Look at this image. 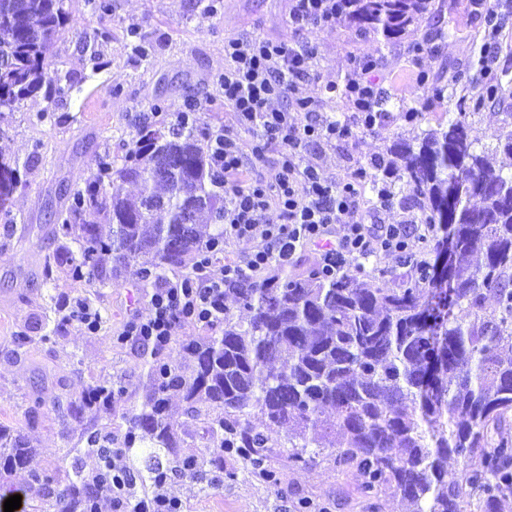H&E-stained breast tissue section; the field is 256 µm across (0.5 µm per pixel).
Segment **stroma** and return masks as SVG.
<instances>
[{"instance_id":"35a3bbf8","label":"stroma","mask_w":512,"mask_h":512,"mask_svg":"<svg viewBox=\"0 0 512 512\" xmlns=\"http://www.w3.org/2000/svg\"><path fill=\"white\" fill-rule=\"evenodd\" d=\"M107 13L90 0H65L74 21L53 49L54 69L73 87L48 102L26 100L0 125V155L19 164L21 183L11 199V223L0 221V424L21 428L38 453L31 471L65 474L79 469L93 474L95 455L80 440L91 425L122 445L123 419L142 401L152 358L175 364V348L151 356L138 347L116 344L127 320L149 313L147 292L136 267L122 270L117 283H80L46 262L59 245L78 243L58 232V214L70 195L100 161L121 164L139 138L144 122L169 126L189 103H200L203 127L226 128L242 144L235 113L224 103V40L259 33L269 38L309 42L311 77L300 94L321 100V113L352 125L350 135L311 146L302 160L325 177L341 181L399 138H410L445 123L449 113L464 112L483 143L512 123V0H490L500 20L497 61L484 64L481 48L485 21L474 0H444L420 28L385 39L361 34L344 21L320 31L288 26V0H111ZM104 37L92 38L93 30ZM376 59L375 76L389 103L373 131L358 129L357 114L343 92L346 77L361 59ZM444 91L428 93L427 83ZM335 83L331 100L323 87ZM496 88L492 102L476 106L486 84ZM161 112H153L154 104ZM79 297L101 317L98 333L62 324L58 306ZM93 384L123 388L111 410L91 411L83 420L65 419L53 409L58 397L72 399ZM169 414L180 446L167 465L169 493L183 512H407L400 496L386 493L367 499L358 491L359 475L336 468L331 457L315 464H289L287 452L271 448L263 470L244 464L235 452L224 454L223 468L209 464L215 442L204 420L193 418L180 397H172ZM195 457L198 476L179 470Z\"/></svg>"}]
</instances>
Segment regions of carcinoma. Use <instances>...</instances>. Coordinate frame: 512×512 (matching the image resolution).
I'll return each mask as SVG.
<instances>
[{"mask_svg": "<svg viewBox=\"0 0 512 512\" xmlns=\"http://www.w3.org/2000/svg\"><path fill=\"white\" fill-rule=\"evenodd\" d=\"M344 18L362 34L397 37L439 10L435 0H346ZM70 16L64 0H0V125L26 99L64 92L50 75L52 53ZM479 138L459 112L414 140L398 139L394 160L376 170L393 174L421 211V223L449 230L437 241L443 267L402 256L411 280L397 287L344 272L334 279L282 270L232 289L241 322L228 312L219 334L187 346L189 373L153 369L136 412L125 417L126 447L150 448L146 470L179 446L168 415L177 392L196 411L219 412L215 464L231 446L253 466L276 442L288 462L309 465L329 451L336 467L362 477L361 495L390 490L413 512H464L475 495L495 512L497 490L512 483V173L494 168L512 155V129ZM0 214L19 184L18 164L0 156ZM134 184L131 197L124 185ZM224 181L195 131L146 129L113 167L101 164L72 195L60 230L76 234L80 256L62 245L54 263L74 281L104 285L139 266L144 286L169 268L184 267L200 248L224 237ZM112 257V275L100 258ZM110 385H91L56 408L78 419L112 408ZM87 451L109 459V439L86 430ZM37 448L25 433L0 425V512L19 492L8 476L28 467ZM463 468L448 475V460ZM112 476H67L61 492L44 482L58 512H81Z\"/></svg>", "mask_w": 512, "mask_h": 512, "instance_id": "cac0c4a2", "label": "carcinoma"}]
</instances>
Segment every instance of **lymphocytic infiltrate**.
<instances>
[{
  "mask_svg": "<svg viewBox=\"0 0 512 512\" xmlns=\"http://www.w3.org/2000/svg\"><path fill=\"white\" fill-rule=\"evenodd\" d=\"M344 0H290L289 26L321 30L335 24ZM309 46L276 41L260 35H240L224 42V102L236 112L239 126L251 132V151L223 129L209 131L206 142L212 163L224 177V240L251 242L250 251L214 268V248L203 247L193 274L160 278L146 297L148 318L132 317L124 326L122 343L161 351L175 339L181 322L211 329L224 322L227 289L257 280L270 268L292 261L299 249L315 247L320 270L337 276L348 259H366L376 252L398 253L433 234L430 224H370L356 206L352 182L324 177L303 163L301 152L323 140L339 139L344 122L319 115L314 100L298 94L309 76ZM374 61L359 63L345 84V95L363 130L376 126L384 100L373 80ZM278 143L280 160L270 178L254 179L247 171L262 161L269 143ZM279 211V223L266 212ZM128 451H112V480L103 484L86 512H181V501L167 495V471L153 474L152 492L135 494L126 464Z\"/></svg>",
  "mask_w": 512,
  "mask_h": 512,
  "instance_id": "f902f5d3",
  "label": "lymphocytic infiltrate"
}]
</instances>
